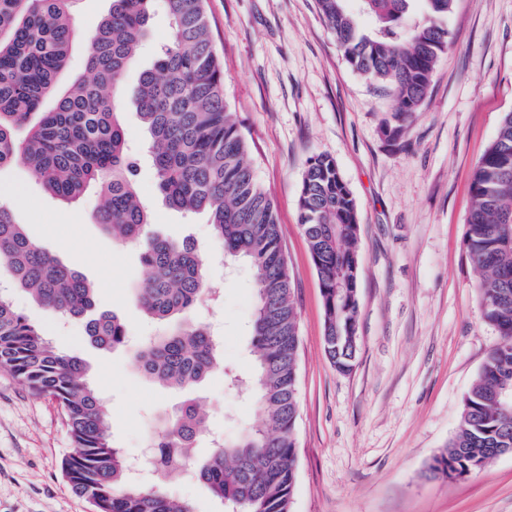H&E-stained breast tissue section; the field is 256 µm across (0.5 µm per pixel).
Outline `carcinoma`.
I'll use <instances>...</instances> for the list:
<instances>
[{"instance_id": "cac0c4a2", "label": "carcinoma", "mask_w": 512, "mask_h": 512, "mask_svg": "<svg viewBox=\"0 0 512 512\" xmlns=\"http://www.w3.org/2000/svg\"><path fill=\"white\" fill-rule=\"evenodd\" d=\"M153 0H112L97 28L80 33L73 0H0V168L22 163L51 196L76 202L94 188L97 221L122 242L138 245L150 276L136 302L171 326L144 336L133 363L145 377L189 388L223 366L215 337L201 325H178L208 293L206 264L190 240L151 231L152 218L133 180L117 101L151 18ZM456 0H317L347 63L390 94L393 137L418 111L433 71L451 46L444 20ZM171 34L153 68L141 73L131 97L151 144L157 189L175 210L205 212L230 264L249 266L254 283L253 367L246 379L260 421L215 447L196 475L224 512H290L296 483L299 328L294 289L271 200L258 184L248 146L224 97L223 68L214 52L204 0H166ZM88 46L85 75L59 79L73 42ZM25 135H17L19 129ZM466 247L485 275L477 283L484 320L501 337L464 400L458 431L427 466L433 479L477 474L512 449V412L498 395L512 381V112L476 163ZM300 223L324 298V337L336 369L348 329L356 326L360 256L355 199L336 162L313 155L302 174ZM0 267L34 301L84 323L102 347L128 342L116 316L89 317L95 288L24 231L0 202ZM0 369L31 393L62 408L73 451L62 463L72 490L91 498L95 512H193L161 486L131 478L130 459L110 438L111 418L87 378L81 358L57 351L14 304L0 296ZM204 415L186 399L153 442L154 471L162 480L194 464Z\"/></svg>"}]
</instances>
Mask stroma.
<instances>
[{"mask_svg": "<svg viewBox=\"0 0 512 512\" xmlns=\"http://www.w3.org/2000/svg\"><path fill=\"white\" fill-rule=\"evenodd\" d=\"M224 95L246 138L258 183L275 204L292 274L300 345L297 480L291 512H512V454L464 478L431 479L426 467L455 436L463 399L497 331L483 319L465 234L477 160L512 112V0H457L427 97L399 139L386 128L389 99L345 61L317 0H205ZM165 0H154L147 40L124 84L136 85L169 39ZM138 154L134 181L165 237L197 241L210 263L217 308L186 312V324L218 326L224 370L251 366L253 282L228 270L208 216L170 209L145 158L148 139L130 97L118 102ZM332 157L357 205L358 351L350 372L324 347V303L299 195L307 158ZM23 195L16 215L27 234L96 287L95 312L116 314L129 336L161 334L135 306L147 271L140 250L94 219L95 192L67 203L45 193L20 164L0 168V189ZM12 300L62 352L84 359L112 420L118 446L137 456L162 418L188 393L144 378L128 348L101 349L82 323L35 304L0 268ZM224 371L197 385L210 430L235 438L259 417ZM72 443L60 406L0 370V512H90L62 461Z\"/></svg>", "mask_w": 512, "mask_h": 512, "instance_id": "obj_1", "label": "stroma"}]
</instances>
